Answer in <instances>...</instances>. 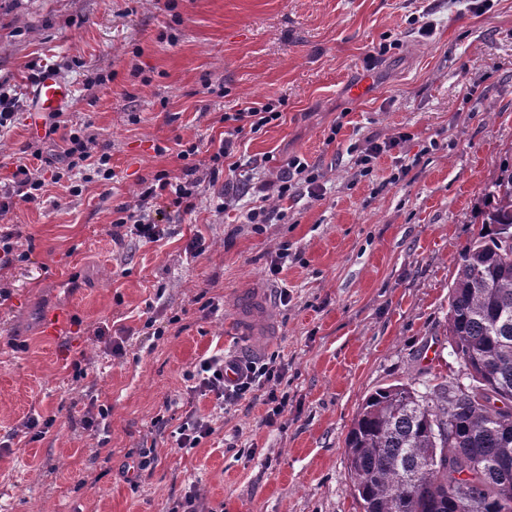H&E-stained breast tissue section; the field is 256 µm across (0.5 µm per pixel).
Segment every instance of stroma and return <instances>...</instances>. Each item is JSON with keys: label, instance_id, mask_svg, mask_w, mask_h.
I'll return each mask as SVG.
<instances>
[{"label": "stroma", "instance_id": "stroma-1", "mask_svg": "<svg viewBox=\"0 0 512 512\" xmlns=\"http://www.w3.org/2000/svg\"><path fill=\"white\" fill-rule=\"evenodd\" d=\"M422 13L428 37L409 31ZM390 36L401 46L368 65ZM46 66L73 83L64 115L107 146L114 178L78 196L51 184L0 215L21 254L0 270V512H168L192 484L207 512H361L344 439L363 399L467 381L446 336L448 288L481 192L512 158V0L479 12L470 0H0V88L23 114ZM270 99L281 119L239 136L236 169L201 183L193 210L163 208L160 241L115 225L141 184L181 176L179 143L198 144L191 162L207 169L217 116ZM400 132L408 141L370 171L353 164ZM62 143L20 119L0 137V190L26 146L48 156ZM295 155L322 199L297 193L270 224L247 223L245 198L218 209L219 188L275 179ZM405 155L419 161L401 176ZM249 294L273 329L258 351L230 330ZM63 309L66 329L44 336ZM219 350L278 357L288 406L271 420L263 400H243L186 454L171 430L215 403L188 373ZM101 405L105 430H85ZM33 415L55 419L36 442L17 434ZM143 448L154 461L128 472Z\"/></svg>", "mask_w": 512, "mask_h": 512}]
</instances>
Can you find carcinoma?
<instances>
[{
	"mask_svg": "<svg viewBox=\"0 0 512 512\" xmlns=\"http://www.w3.org/2000/svg\"><path fill=\"white\" fill-rule=\"evenodd\" d=\"M456 257L448 343L471 383L376 389L346 439L363 512H512V162Z\"/></svg>",
	"mask_w": 512,
	"mask_h": 512,
	"instance_id": "carcinoma-1",
	"label": "carcinoma"
}]
</instances>
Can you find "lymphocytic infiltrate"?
<instances>
[{"instance_id":"f902f5d3","label":"lymphocytic infiltrate","mask_w":512,"mask_h":512,"mask_svg":"<svg viewBox=\"0 0 512 512\" xmlns=\"http://www.w3.org/2000/svg\"><path fill=\"white\" fill-rule=\"evenodd\" d=\"M281 117L278 105L271 100L254 102L236 111L223 113L219 121L226 124L228 130L213 152L212 162L217 164L231 158L236 148L235 139L243 131L258 133ZM198 150V145L194 143L180 150L179 156L186 162L182 177L174 180L165 174L157 175L153 182L141 187L133 203L119 207V223L131 225L135 235L145 241L162 239L165 230L157 224L151 211L161 201L187 212L192 210V200L201 179L197 166L190 164L189 158L196 155ZM32 157V163L23 162L17 166L12 186L0 196V214L10 211L15 202L36 201L41 197L46 183H59L66 175L81 176V183L91 182L96 175L105 181L113 177L110 154L106 149L98 148L95 136L89 133H70L57 157H44L39 150L33 151ZM299 185L305 187L309 197L322 198L324 186L319 181L318 173L306 159L296 156L289 160L276 180L259 183L258 192L266 194L272 204L249 209L246 215L248 223H269L277 212L276 202L291 197ZM287 373V368L276 360L252 361L240 365L238 378L228 384L224 381L223 356L215 354L201 358L195 364L191 377L196 381V391L214 395V414L184 421L172 433L177 447L184 453H191L203 439L213 434V420L223 416L225 407L259 393L270 404L272 415H279L288 403L287 395L278 391Z\"/></svg>"}]
</instances>
